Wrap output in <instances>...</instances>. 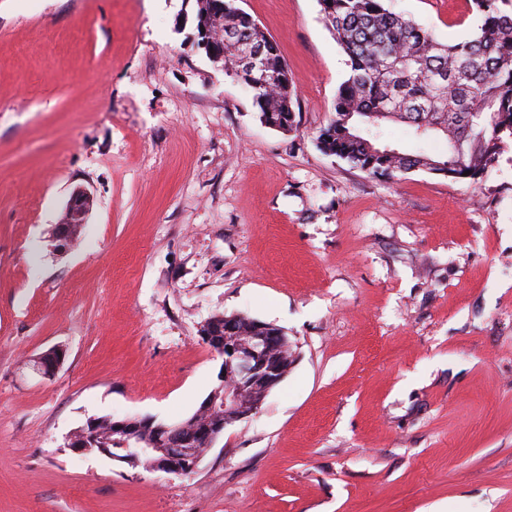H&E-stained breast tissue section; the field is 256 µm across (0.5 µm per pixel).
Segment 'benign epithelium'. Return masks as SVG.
I'll return each mask as SVG.
<instances>
[{
  "label": "benign epithelium",
  "instance_id": "obj_1",
  "mask_svg": "<svg viewBox=\"0 0 512 512\" xmlns=\"http://www.w3.org/2000/svg\"><path fill=\"white\" fill-rule=\"evenodd\" d=\"M198 45L208 58L218 63L224 58V44L216 41L208 26H195ZM91 207V197L85 190L72 191L62 221L55 225L53 242L55 250L66 253L72 249L77 230L84 224ZM241 314L224 316L223 333L205 323L200 328V338L222 357L219 383L202 401L188 423L160 424L157 438L143 447L136 440V428L150 417H125L112 420V447L91 448L89 435H71L67 447L75 453L96 451L109 459L137 467L145 453L155 456L153 470L176 475H186L197 470L201 456L193 451L198 443L211 448L232 423L242 422L257 414L268 394L286 376L281 360L273 349L286 344L285 331L272 323L250 322L249 335H242ZM64 360L60 349L42 353L35 360V370L44 375L55 374Z\"/></svg>",
  "mask_w": 512,
  "mask_h": 512
}]
</instances>
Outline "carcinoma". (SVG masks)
<instances>
[{
	"label": "carcinoma",
	"mask_w": 512,
	"mask_h": 512,
	"mask_svg": "<svg viewBox=\"0 0 512 512\" xmlns=\"http://www.w3.org/2000/svg\"><path fill=\"white\" fill-rule=\"evenodd\" d=\"M327 26L348 57L334 117L318 135L320 149L373 176L412 171L475 181L512 140V0H474L479 24L460 42L443 43L383 0H319ZM195 20L224 11V71L252 94L260 120L293 130L297 92L277 45L233 0H196ZM262 50L272 77L250 78L248 63L230 49ZM406 124L411 151L387 139V124ZM437 139L448 150L434 154Z\"/></svg>",
	"instance_id": "obj_1"
}]
</instances>
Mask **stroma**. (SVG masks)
I'll return each instance as SVG.
<instances>
[{
  "label": "stroma",
  "mask_w": 512,
  "mask_h": 512,
  "mask_svg": "<svg viewBox=\"0 0 512 512\" xmlns=\"http://www.w3.org/2000/svg\"><path fill=\"white\" fill-rule=\"evenodd\" d=\"M386 4L476 28L473 0ZM236 5L288 64L292 132L198 46L195 0H0V512H512V144L475 182L323 153L348 65L319 0ZM222 313L296 359L194 473L68 448L92 418L191 416ZM91 197L84 189L77 188L72 191L65 208V215L53 230L54 249L60 253H66L72 249L79 231L84 224L86 215L91 207Z\"/></svg>",
  "instance_id": "1"
}]
</instances>
